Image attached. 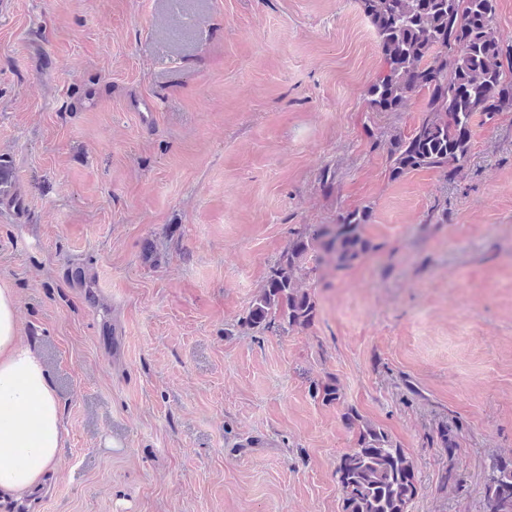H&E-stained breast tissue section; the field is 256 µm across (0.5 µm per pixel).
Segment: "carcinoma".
Returning a JSON list of instances; mask_svg holds the SVG:
<instances>
[{
  "label": "carcinoma",
  "mask_w": 512,
  "mask_h": 512,
  "mask_svg": "<svg viewBox=\"0 0 512 512\" xmlns=\"http://www.w3.org/2000/svg\"><path fill=\"white\" fill-rule=\"evenodd\" d=\"M359 0L373 24L384 58V72L367 91L369 111L399 112L415 96L427 93L418 124L408 133L390 135L386 148L389 177L398 180L429 170L451 181L468 162L472 119L481 112L491 120L512 111V47L504 48L496 30V0ZM372 206L338 212L334 224H305L269 267L263 286L250 302L241 324L286 333L310 327L317 315L314 295L302 287L314 268L328 259L343 270L374 248L365 233ZM312 396L338 403L335 382L312 387ZM355 431V446L339 460L336 476L342 512H408L417 495L415 464L385 430L357 412L345 414ZM483 490L492 512H512V458L493 460Z\"/></svg>",
  "instance_id": "obj_1"
}]
</instances>
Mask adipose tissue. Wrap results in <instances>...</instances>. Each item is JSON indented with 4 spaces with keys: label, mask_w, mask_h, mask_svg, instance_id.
Returning a JSON list of instances; mask_svg holds the SVG:
<instances>
[{
    "label": "adipose tissue",
    "mask_w": 512,
    "mask_h": 512,
    "mask_svg": "<svg viewBox=\"0 0 512 512\" xmlns=\"http://www.w3.org/2000/svg\"><path fill=\"white\" fill-rule=\"evenodd\" d=\"M62 430L52 381L20 338L15 293L0 286V501L30 494L54 471Z\"/></svg>",
    "instance_id": "adipose-tissue-1"
}]
</instances>
